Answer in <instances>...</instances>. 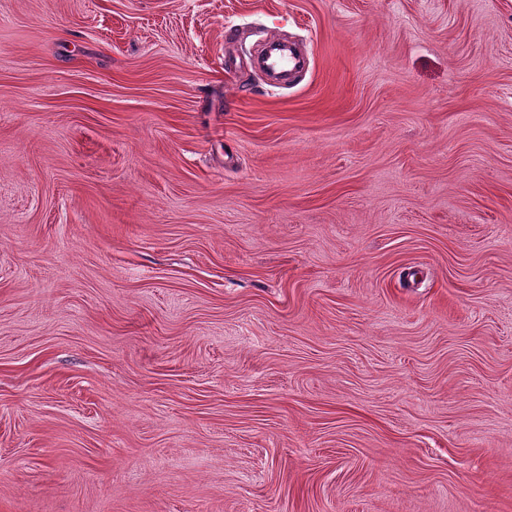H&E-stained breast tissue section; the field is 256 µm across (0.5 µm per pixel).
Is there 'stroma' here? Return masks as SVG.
Wrapping results in <instances>:
<instances>
[{"instance_id": "obj_1", "label": "stroma", "mask_w": 512, "mask_h": 512, "mask_svg": "<svg viewBox=\"0 0 512 512\" xmlns=\"http://www.w3.org/2000/svg\"><path fill=\"white\" fill-rule=\"evenodd\" d=\"M0 512H512V0H0Z\"/></svg>"}]
</instances>
